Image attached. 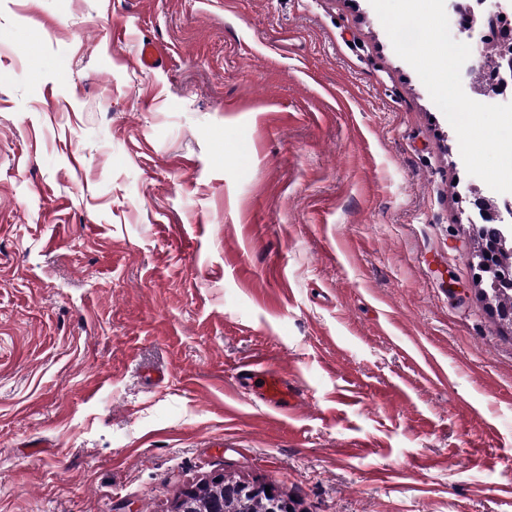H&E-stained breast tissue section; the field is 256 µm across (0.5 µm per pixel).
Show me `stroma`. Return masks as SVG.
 I'll list each match as a JSON object with an SVG mask.
<instances>
[{
    "label": "stroma",
    "mask_w": 512,
    "mask_h": 512,
    "mask_svg": "<svg viewBox=\"0 0 512 512\" xmlns=\"http://www.w3.org/2000/svg\"><path fill=\"white\" fill-rule=\"evenodd\" d=\"M486 188L370 0H0V512H512ZM138 61L145 69H158L166 65V54L158 44L147 41L139 49ZM263 365L262 360L243 365L245 369L238 377L241 393L258 395L273 405L295 408L298 396L288 375ZM258 383H262V386H258Z\"/></svg>",
    "instance_id": "35a3bbf8"
}]
</instances>
